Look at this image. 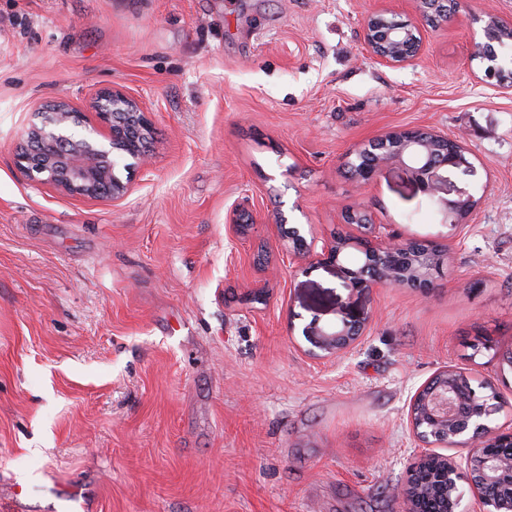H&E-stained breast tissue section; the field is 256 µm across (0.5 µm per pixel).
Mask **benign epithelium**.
<instances>
[{
	"mask_svg": "<svg viewBox=\"0 0 512 512\" xmlns=\"http://www.w3.org/2000/svg\"><path fill=\"white\" fill-rule=\"evenodd\" d=\"M414 28L412 22L398 18L392 11L378 9L365 19L364 43L378 63L402 66L418 55L422 47V35L416 34ZM88 111L94 114L95 120L88 119ZM39 114L44 121L28 129L17 149L16 162L20 169L70 195L112 200L126 195L127 186L116 173L120 164L116 149L123 146L130 151V156H142L146 148L140 144H148L153 134L148 113L138 99L120 90L106 89L89 101L85 112L66 99H57L42 105ZM48 138L61 144L62 148L54 153L41 150L42 141ZM393 153L394 158L364 170L357 177V184L365 186L383 170L399 168L409 176L417 191L439 198L444 216H454L458 200L464 194L458 193L456 199L448 197V169L464 165L466 159H448L431 153L407 154L401 145ZM291 242L300 254H312L318 263L336 264L340 260L332 241L323 243L319 252L314 251V244L307 243L299 233L291 238ZM346 246L362 254L380 256L402 247L428 248L433 246V242L411 239L403 245L392 236H381L372 231L368 235L347 236ZM344 276L352 291L398 285L392 277L376 276L366 280L355 268L344 269ZM362 327L361 321L343 319L332 328L315 332L318 336L316 347L326 353L343 352L354 344ZM443 374L444 383L433 389L424 400L425 413L439 426L446 444L470 442L471 450L465 466L471 488L480 498L483 512H502L499 495L489 492V488L504 482L512 486V456L505 457L495 450L501 444L512 446V430L502 431L489 425V417L496 409L485 402L477 413L471 415V428L484 430L486 435L480 439L470 436V428L460 425V396L452 381L453 370H445ZM440 460L447 463L443 480L449 489L457 491L448 512H458L463 498L457 485L459 465L444 456Z\"/></svg>",
	"mask_w": 512,
	"mask_h": 512,
	"instance_id": "7a95c632",
	"label": "benign epithelium"
}]
</instances>
